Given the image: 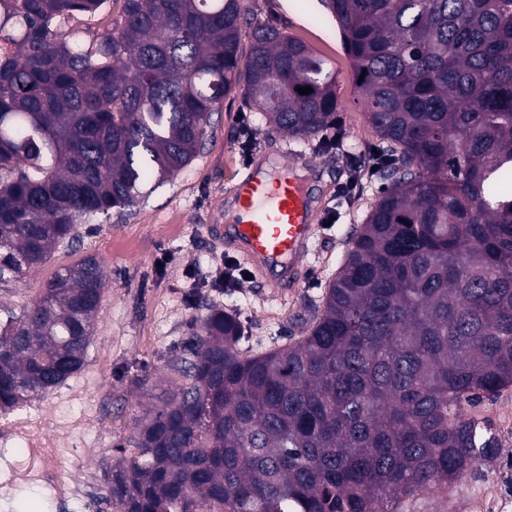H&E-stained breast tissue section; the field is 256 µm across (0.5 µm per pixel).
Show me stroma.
<instances>
[{"label":"stroma","mask_w":512,"mask_h":512,"mask_svg":"<svg viewBox=\"0 0 512 512\" xmlns=\"http://www.w3.org/2000/svg\"><path fill=\"white\" fill-rule=\"evenodd\" d=\"M244 3L258 19L281 25L327 61L336 75L337 133L305 141L290 138L273 131L240 97H226L213 116L203 151L173 179L157 183L131 210L79 218L73 244L58 247L24 280L0 285L2 319L22 311L57 269L87 255L106 267L102 311L84 367L55 389L56 406H48L41 394L19 410L66 447L64 473L93 499L104 495V472L119 460V449L137 424L180 387L175 358L193 320L206 316L213 305L230 310L241 321L249 348L258 352L299 335L297 317L320 303L353 228L382 187L374 168L378 142L365 119L336 23L322 0ZM246 130L268 168L295 157L299 165L321 166L330 189L306 278L295 292L277 298L255 280L232 287L216 276L229 254L211 227L224 223L231 210L232 189L248 162L241 148ZM353 176L356 188L343 195L342 186ZM72 390L83 391V398L69 399ZM71 421L86 422V431L71 435Z\"/></svg>","instance_id":"1"}]
</instances>
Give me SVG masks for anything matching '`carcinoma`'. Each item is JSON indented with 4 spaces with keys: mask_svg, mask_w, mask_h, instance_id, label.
Returning a JSON list of instances; mask_svg holds the SVG:
<instances>
[{
    "mask_svg": "<svg viewBox=\"0 0 512 512\" xmlns=\"http://www.w3.org/2000/svg\"><path fill=\"white\" fill-rule=\"evenodd\" d=\"M109 1L112 30L66 31ZM323 2L384 186L299 337L250 354L235 314L194 323L105 474L115 512H410L502 447L476 408L512 387V0ZM0 43V283L177 175L231 94L279 133L336 124L326 60L242 0H0ZM106 279L85 256L0 321L1 411L81 371Z\"/></svg>",
    "mask_w": 512,
    "mask_h": 512,
    "instance_id": "obj_1",
    "label": "carcinoma"
}]
</instances>
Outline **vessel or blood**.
Instances as JSON below:
<instances>
[{
    "label": "vessel or blood",
    "instance_id": "b4317fda",
    "mask_svg": "<svg viewBox=\"0 0 512 512\" xmlns=\"http://www.w3.org/2000/svg\"><path fill=\"white\" fill-rule=\"evenodd\" d=\"M311 181V176H298L292 163L277 186H269L263 161L256 155L232 195L235 214L224 227V248L275 297L298 287L311 251L321 211Z\"/></svg>",
    "mask_w": 512,
    "mask_h": 512
}]
</instances>
